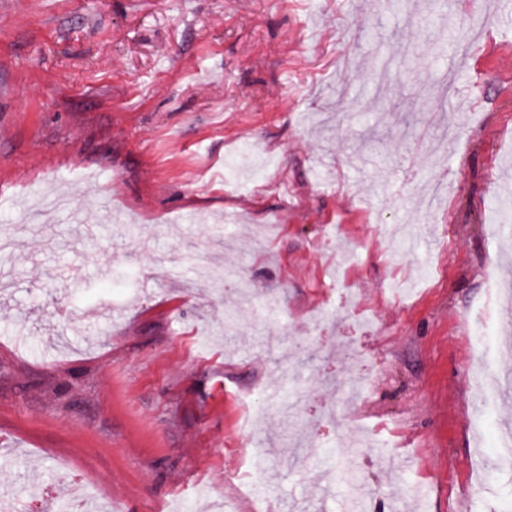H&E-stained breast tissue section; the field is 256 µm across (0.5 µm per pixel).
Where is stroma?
<instances>
[{"label":"stroma","mask_w":512,"mask_h":512,"mask_svg":"<svg viewBox=\"0 0 512 512\" xmlns=\"http://www.w3.org/2000/svg\"><path fill=\"white\" fill-rule=\"evenodd\" d=\"M36 186L72 209L39 223ZM508 188L505 0H0L13 512L68 485L110 512H200V487L250 512L257 459L274 512H462L468 488L512 512V402L480 411L466 377L476 315L512 372L484 280H512ZM200 254L250 300L205 288ZM271 384L298 392L246 425Z\"/></svg>","instance_id":"35a3bbf8"}]
</instances>
